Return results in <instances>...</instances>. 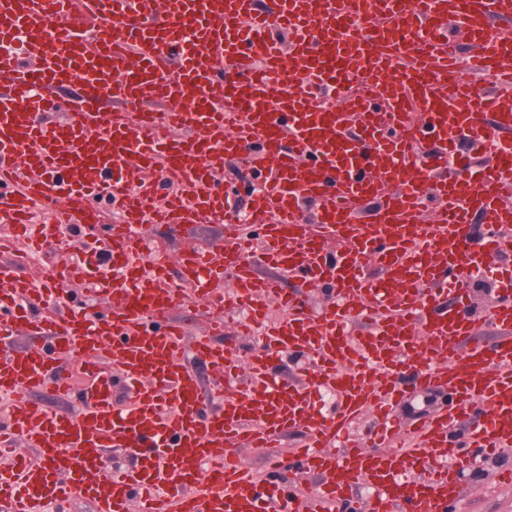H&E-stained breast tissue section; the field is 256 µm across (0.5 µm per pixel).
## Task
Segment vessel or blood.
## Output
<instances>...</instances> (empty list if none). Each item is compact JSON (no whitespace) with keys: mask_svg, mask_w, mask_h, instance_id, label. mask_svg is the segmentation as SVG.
<instances>
[{"mask_svg":"<svg viewBox=\"0 0 512 512\" xmlns=\"http://www.w3.org/2000/svg\"><path fill=\"white\" fill-rule=\"evenodd\" d=\"M506 55L512 0H155L149 11L0 0V227L12 233L0 237V391L14 397L0 455L22 446L41 460L0 471V512H454L468 447L512 445V240L498 234L512 223V180L498 176L512 167V141H497L512 132ZM467 69L491 70V87L475 91ZM462 139L493 144V163L462 154L449 167ZM229 157L254 178L243 218L216 178ZM430 199L437 219L420 223ZM217 220L224 236L209 249L150 245L154 225ZM97 230L93 262L27 273L29 253ZM262 266L331 299L311 310L281 279L259 278ZM488 270L490 341L470 291ZM227 271L232 293L212 297ZM73 283L109 308L72 305ZM187 285L246 310L247 361L214 343L223 320L187 338L173 319ZM268 299L285 312L274 324ZM283 355L311 364L271 376ZM435 386L447 405L400 446L394 408ZM366 414L359 448L350 431ZM295 430L307 441L274 459L272 479L250 476L239 448ZM299 477L316 488L298 491Z\"/></svg>","mask_w":512,"mask_h":512,"instance_id":"obj_1","label":"vessel or blood"}]
</instances>
